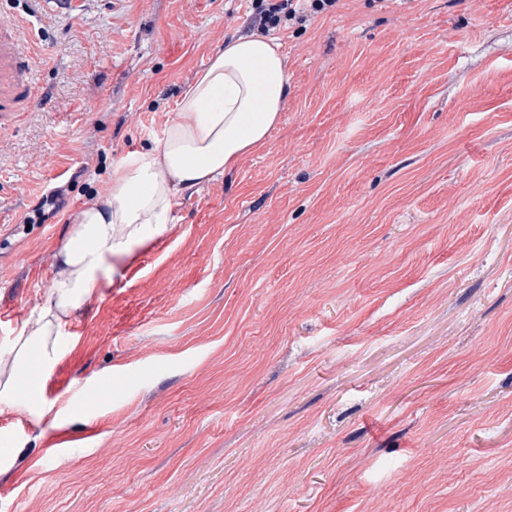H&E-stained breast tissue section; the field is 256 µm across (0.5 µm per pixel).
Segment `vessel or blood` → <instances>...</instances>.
Wrapping results in <instances>:
<instances>
[{"label":"vessel or blood","mask_w":512,"mask_h":512,"mask_svg":"<svg viewBox=\"0 0 512 512\" xmlns=\"http://www.w3.org/2000/svg\"><path fill=\"white\" fill-rule=\"evenodd\" d=\"M32 56L21 48L14 24L0 26V115L9 116L33 94L26 73Z\"/></svg>","instance_id":"vessel-or-blood-1"}]
</instances>
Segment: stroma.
I'll return each mask as SVG.
<instances>
[{"instance_id": "1", "label": "stroma", "mask_w": 512, "mask_h": 512, "mask_svg": "<svg viewBox=\"0 0 512 512\" xmlns=\"http://www.w3.org/2000/svg\"><path fill=\"white\" fill-rule=\"evenodd\" d=\"M7 20L36 96L0 124V360L72 216L255 29L252 0ZM271 35L277 125L69 317L41 422L0 412V512H512V0H338ZM65 205L62 190H55L42 197L37 208L34 210L41 222L56 215Z\"/></svg>"}]
</instances>
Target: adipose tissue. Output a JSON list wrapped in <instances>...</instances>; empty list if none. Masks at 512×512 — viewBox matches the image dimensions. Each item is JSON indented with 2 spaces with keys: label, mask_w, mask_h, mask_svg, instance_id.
Wrapping results in <instances>:
<instances>
[{
  "label": "adipose tissue",
  "mask_w": 512,
  "mask_h": 512,
  "mask_svg": "<svg viewBox=\"0 0 512 512\" xmlns=\"http://www.w3.org/2000/svg\"><path fill=\"white\" fill-rule=\"evenodd\" d=\"M287 84L280 46L267 35L230 38L210 57L156 146L119 160L104 192L73 217L67 243L54 256L50 300L24 322L12 361L0 365L1 404L41 420L55 337L69 312L101 295L138 249L158 242L177 197L224 175L264 142L279 121Z\"/></svg>",
  "instance_id": "adipose-tissue-1"
}]
</instances>
